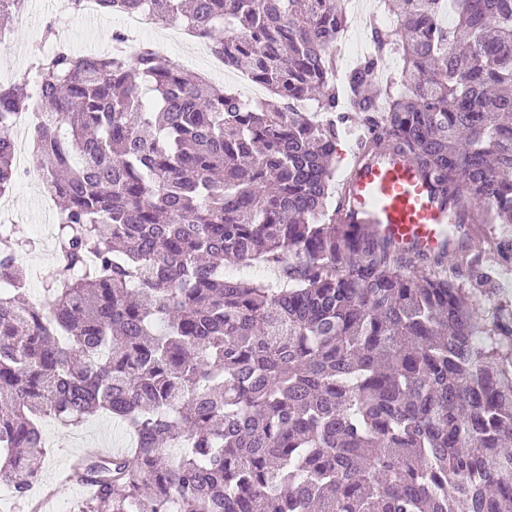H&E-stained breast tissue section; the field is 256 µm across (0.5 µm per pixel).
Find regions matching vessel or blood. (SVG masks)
I'll return each instance as SVG.
<instances>
[{
	"label": "vessel or blood",
	"instance_id": "1",
	"mask_svg": "<svg viewBox=\"0 0 512 512\" xmlns=\"http://www.w3.org/2000/svg\"><path fill=\"white\" fill-rule=\"evenodd\" d=\"M338 193L343 223L366 225L396 249L453 255L469 247L474 202L444 199L434 180L388 146L354 154Z\"/></svg>",
	"mask_w": 512,
	"mask_h": 512
}]
</instances>
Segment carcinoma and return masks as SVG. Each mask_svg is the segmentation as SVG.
Instances as JSON below:
<instances>
[{
    "label": "carcinoma",
    "instance_id": "obj_1",
    "mask_svg": "<svg viewBox=\"0 0 512 512\" xmlns=\"http://www.w3.org/2000/svg\"><path fill=\"white\" fill-rule=\"evenodd\" d=\"M18 2L0 0V31ZM101 6L181 21L267 96L243 105L150 44L60 47L0 86V191L21 178L6 119L37 97L35 166L56 200L45 302L23 297L36 242L22 224L0 234V483L29 495L43 419L108 414L134 443L75 461L91 489L75 512H512L498 268L396 252L331 201L356 118L361 148L486 203L480 229L512 264V0H404L340 84L331 0ZM314 90L322 119L303 111ZM230 260L277 282L228 278Z\"/></svg>",
    "mask_w": 512,
    "mask_h": 512
}]
</instances>
